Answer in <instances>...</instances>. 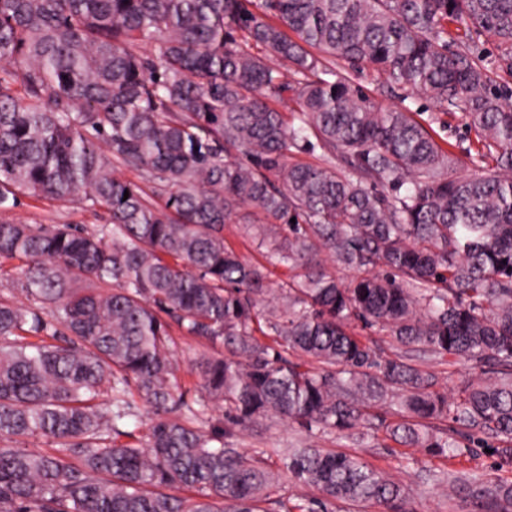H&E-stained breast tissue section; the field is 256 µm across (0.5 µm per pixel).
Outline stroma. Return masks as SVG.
Wrapping results in <instances>:
<instances>
[{"label":"stroma","instance_id":"1","mask_svg":"<svg viewBox=\"0 0 512 512\" xmlns=\"http://www.w3.org/2000/svg\"><path fill=\"white\" fill-rule=\"evenodd\" d=\"M458 32L462 37L463 46L487 56L493 82L512 87V67L500 61L493 40L486 35L473 32L464 24L459 25ZM328 66L334 69L337 75L349 78L360 86L379 106L391 109L406 107L417 112L419 120L429 123L435 137L447 143L458 157L457 175L464 177L473 174L474 168L468 155L473 136L461 113L439 112L424 96L398 87H382L369 66L352 67L341 60L329 61ZM1 221L26 224H77L93 229L106 223L107 216L103 211L91 209L79 200L60 202L23 196L16 207L0 212ZM211 353V348L203 340L182 335L175 338V382L182 391H185L189 404L204 405L205 414L198 422L200 428L206 430L211 425H221L226 444L248 451L264 450L271 455L274 449L297 446L309 441L307 429L276 417L267 418L254 427L233 426L224 414L223 404L207 401L201 387L196 367ZM405 353L408 358L416 360L421 368L433 373L440 387L445 389H456L463 380L475 374L473 364L469 361H450L426 356L418 346L406 348ZM317 444L322 448L359 455L369 464L385 471L393 480L403 483L409 491L406 505L408 512H485L484 508L465 494L448 495L445 486L436 484L431 478L432 473L438 470L477 472L489 482L499 479L512 480L511 463L475 444L471 445L464 455L450 460L432 456L422 448L411 449L413 462L407 467L401 464V447L382 435L363 439L356 434L349 437L329 434L318 439ZM270 467L279 476L270 492L271 499L284 501L293 506L304 504L315 497L314 489L289 477L279 458L272 455Z\"/></svg>","mask_w":512,"mask_h":512}]
</instances>
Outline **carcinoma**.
I'll use <instances>...</instances> for the list:
<instances>
[{
    "mask_svg": "<svg viewBox=\"0 0 512 512\" xmlns=\"http://www.w3.org/2000/svg\"><path fill=\"white\" fill-rule=\"evenodd\" d=\"M461 21L512 62V0H0V210L25 194L108 215L92 232L0 223L29 301L0 295V512H267L263 453L194 426L175 329L228 350L201 378L241 427H361L446 458L484 436L512 462V106L451 37ZM329 57L462 113L472 162L496 169L456 176L429 128ZM317 149L341 168L288 161ZM234 217L266 263L224 244ZM277 265L294 274L274 289ZM355 321L481 373L450 397ZM134 390L159 416L144 445L124 430ZM283 465L320 495L299 512H406L404 485L356 454L307 443ZM449 480L512 507V481Z\"/></svg>",
    "mask_w": 512,
    "mask_h": 512,
    "instance_id": "carcinoma-1",
    "label": "carcinoma"
}]
</instances>
